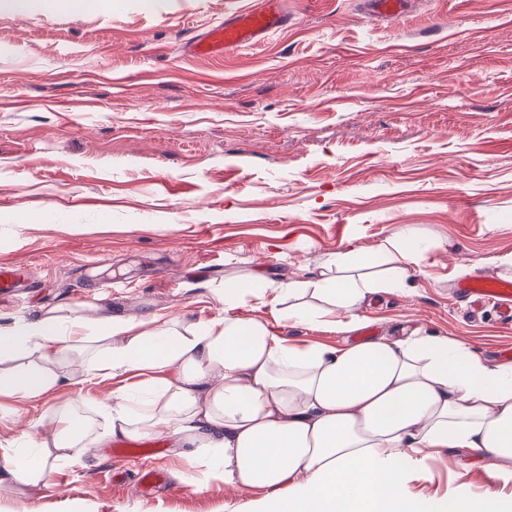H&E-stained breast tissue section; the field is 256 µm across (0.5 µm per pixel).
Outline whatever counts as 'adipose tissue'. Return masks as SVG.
I'll use <instances>...</instances> for the list:
<instances>
[{
	"label": "adipose tissue",
	"instance_id": "1",
	"mask_svg": "<svg viewBox=\"0 0 512 512\" xmlns=\"http://www.w3.org/2000/svg\"><path fill=\"white\" fill-rule=\"evenodd\" d=\"M275 286L236 278L225 306L268 300L271 320L234 314L176 329L156 316L47 312L0 328V397L34 400L69 384L63 351L88 357L87 378L141 375L102 406L90 433L69 407L54 410L37 453H0L14 483L47 480L88 446L171 427L191 463L212 479L255 492L254 512H512V496H413L406 478L426 458L460 449L512 482V361L490 364L466 346L413 329L338 345L294 342L279 322L360 329L362 302L379 281L336 275Z\"/></svg>",
	"mask_w": 512,
	"mask_h": 512
}]
</instances>
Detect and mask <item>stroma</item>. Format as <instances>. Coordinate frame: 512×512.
I'll return each mask as SVG.
<instances>
[{
	"mask_svg": "<svg viewBox=\"0 0 512 512\" xmlns=\"http://www.w3.org/2000/svg\"><path fill=\"white\" fill-rule=\"evenodd\" d=\"M249 0H103L81 11H0V327L48 310L155 314L181 328L224 313L226 281L314 278L336 254L377 253L407 227L425 251L409 288L364 302L349 336L283 323V337L337 344L401 327L454 339L489 362L512 349L495 309L472 319L459 280L512 281V0H409L403 18L362 0H283L292 19L216 59L192 37ZM72 379L41 399H0V448L21 425L51 435L68 404L101 431V402L136 379ZM162 451L114 461L89 448L47 483L0 489V512H247L249 499ZM169 478L143 493L136 474ZM465 455L428 458L417 496L496 487Z\"/></svg>",
	"mask_w": 512,
	"mask_h": 512,
	"instance_id": "1",
	"label": "stroma"
}]
</instances>
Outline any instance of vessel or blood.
Wrapping results in <instances>:
<instances>
[{
	"mask_svg": "<svg viewBox=\"0 0 512 512\" xmlns=\"http://www.w3.org/2000/svg\"><path fill=\"white\" fill-rule=\"evenodd\" d=\"M287 23L280 0H254L252 6L227 13L223 22L195 36L190 50L199 56L231 54L243 46L264 40ZM457 293L473 313H481L490 303L502 309L504 319L512 320V282L473 277L459 284Z\"/></svg>",
	"mask_w": 512,
	"mask_h": 512,
	"instance_id": "vessel-or-blood-1",
	"label": "vessel or blood"
}]
</instances>
